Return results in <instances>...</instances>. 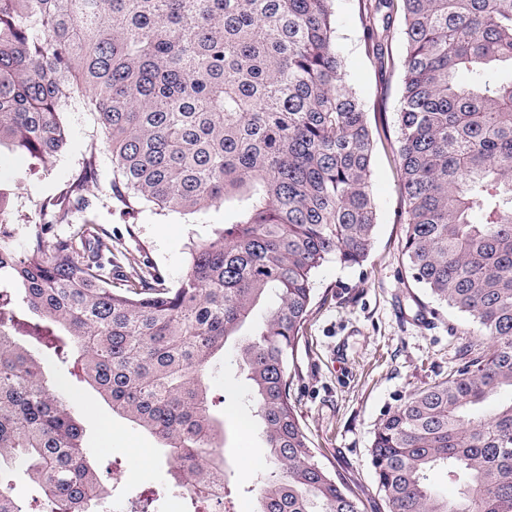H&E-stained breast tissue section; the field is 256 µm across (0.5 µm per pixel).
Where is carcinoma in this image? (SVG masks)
Masks as SVG:
<instances>
[{
    "mask_svg": "<svg viewBox=\"0 0 512 512\" xmlns=\"http://www.w3.org/2000/svg\"><path fill=\"white\" fill-rule=\"evenodd\" d=\"M334 0H0V148L43 167L67 146L66 112L96 113L102 139L70 190L26 224L0 195V512H34L3 475L19 463L41 512H105L84 428L46 377L80 365L112 415L156 438L173 482L129 501L199 512L224 497V419L209 376L232 342L269 464L256 512H360L315 460L291 401L288 358L330 258L360 266L377 224L374 135L335 48ZM367 53L404 47L396 175L411 281L469 316L485 341L384 415L370 448L389 512H512V0H359ZM126 208L202 214L169 286L137 263L112 287V250L72 217L96 205L99 148ZM275 303L255 319L268 294ZM460 482L450 500L427 473Z\"/></svg>",
    "mask_w": 512,
    "mask_h": 512,
    "instance_id": "carcinoma-1",
    "label": "carcinoma"
}]
</instances>
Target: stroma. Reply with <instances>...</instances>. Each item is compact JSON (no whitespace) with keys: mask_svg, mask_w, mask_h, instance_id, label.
<instances>
[{"mask_svg":"<svg viewBox=\"0 0 512 512\" xmlns=\"http://www.w3.org/2000/svg\"><path fill=\"white\" fill-rule=\"evenodd\" d=\"M334 43L343 55L351 86L369 107V121L381 138L371 159V191L377 224L363 266L325 262L314 275V300L303 336L289 358L290 393L299 420L312 441L316 459L336 471L355 491L361 512H388L379 493L369 450L377 425L388 411L416 389L448 374L458 351L480 342L472 320L448 307H436L415 286L402 254L405 204L398 192L393 146L398 131L400 67L379 70L365 51L358 0H334ZM381 111H374V103ZM66 150L47 167L27 173V163L0 152V190L12 208L34 212L45 198L59 195L77 177L100 130L92 112L64 115ZM100 202L89 215L112 243L118 261L139 260L155 267L167 284L181 281L189 268L190 242L212 237L224 210L184 216L144 208L125 213L111 197L112 158L98 155ZM224 397V497L243 512H255V474L264 469L268 450L242 401L246 387L233 350L211 384ZM74 413L85 428L84 445L95 452L100 473L112 488L111 512H127L130 496L149 491L167 470L154 437L113 417L111 408L89 387L75 398Z\"/></svg>","mask_w":512,"mask_h":512,"instance_id":"1","label":"stroma"}]
</instances>
